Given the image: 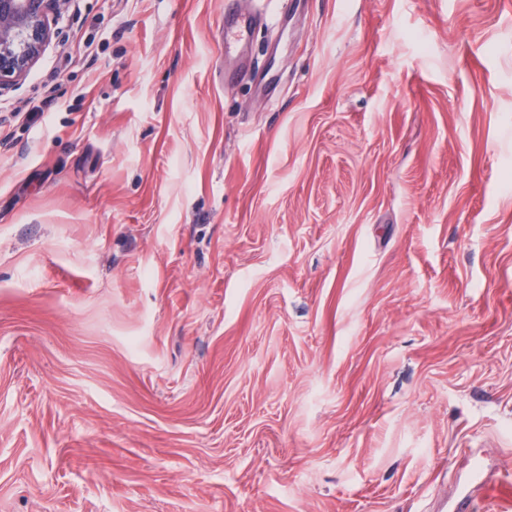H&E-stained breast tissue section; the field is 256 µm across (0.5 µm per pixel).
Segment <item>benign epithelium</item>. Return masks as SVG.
<instances>
[{
    "instance_id": "1",
    "label": "benign epithelium",
    "mask_w": 512,
    "mask_h": 512,
    "mask_svg": "<svg viewBox=\"0 0 512 512\" xmlns=\"http://www.w3.org/2000/svg\"><path fill=\"white\" fill-rule=\"evenodd\" d=\"M67 0H0V92L14 87L48 38V15Z\"/></svg>"
}]
</instances>
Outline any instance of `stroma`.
I'll return each instance as SVG.
<instances>
[{
    "label": "stroma",
    "instance_id": "35a3bbf8",
    "mask_svg": "<svg viewBox=\"0 0 512 512\" xmlns=\"http://www.w3.org/2000/svg\"><path fill=\"white\" fill-rule=\"evenodd\" d=\"M465 492L512 512V0H71L0 94V512ZM260 18L256 15L243 17L237 13L224 14V61L236 59L248 39L249 30Z\"/></svg>",
    "mask_w": 512,
    "mask_h": 512
}]
</instances>
